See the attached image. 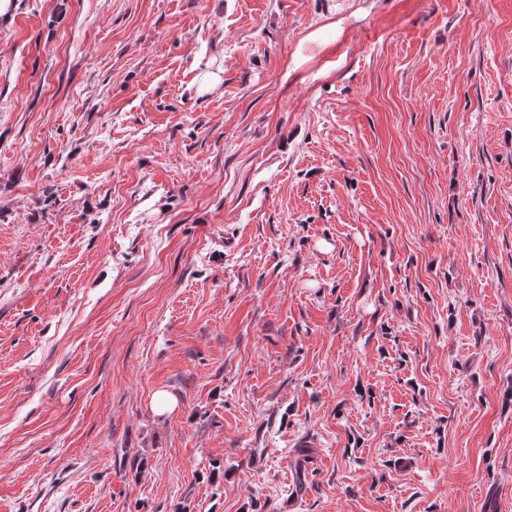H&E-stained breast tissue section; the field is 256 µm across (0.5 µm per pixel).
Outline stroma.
<instances>
[{
  "mask_svg": "<svg viewBox=\"0 0 512 512\" xmlns=\"http://www.w3.org/2000/svg\"><path fill=\"white\" fill-rule=\"evenodd\" d=\"M0 512H512V0H9Z\"/></svg>",
  "mask_w": 512,
  "mask_h": 512,
  "instance_id": "stroma-1",
  "label": "stroma"
}]
</instances>
